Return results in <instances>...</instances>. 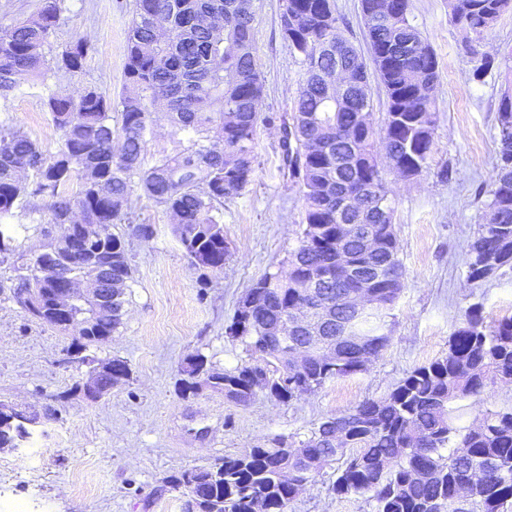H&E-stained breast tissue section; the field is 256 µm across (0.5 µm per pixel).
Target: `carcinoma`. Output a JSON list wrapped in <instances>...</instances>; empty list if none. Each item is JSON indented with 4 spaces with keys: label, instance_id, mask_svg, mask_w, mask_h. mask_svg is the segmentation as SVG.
<instances>
[{
    "label": "carcinoma",
    "instance_id": "carcinoma-1",
    "mask_svg": "<svg viewBox=\"0 0 512 512\" xmlns=\"http://www.w3.org/2000/svg\"><path fill=\"white\" fill-rule=\"evenodd\" d=\"M248 0H135L127 43L120 121L112 125V99L94 89L73 98L57 92L46 100L61 135L57 152L46 155L20 130L0 127V220L21 208L43 213L42 255L25 257L16 241L23 224L0 223V266L8 265L11 298L34 319L72 336L70 355L100 373L101 387L123 386L129 363L118 357L88 358L123 323L126 290L133 270L126 239L114 224L148 240L150 224L136 223L132 199L140 193L172 217L174 233L201 283L224 270V201L241 194L256 171L254 141L265 122L260 111L263 83L253 38L254 13ZM396 5L392 24L376 16ZM453 23L480 38L512 0H448ZM64 0H43L37 12L0 32V96L21 81L47 72L44 43L57 25ZM369 57L349 46L344 64L358 79L352 91L329 94L336 50L346 39L338 30L336 0H288V26L281 27L292 57L303 67L292 122L283 127L284 162L301 185L304 217L299 244L288 256V277L268 271L248 289L254 304L245 320L238 305L226 333L244 346L248 360L220 369L207 356H191L181 369L182 395L200 382L224 397L247 404L261 392L288 403L334 379L365 370L354 346L380 356L388 345L389 311L404 288V269L393 227V208L377 160L370 76L382 84L386 102L380 139L386 165L425 169L434 150L438 122L433 93L439 63L411 19L410 0H361ZM90 44L72 41L61 54L70 72L83 66ZM232 71L246 77L234 81ZM193 132L186 153L144 167L148 135L158 114ZM497 151L483 224L469 245L467 281L512 270V92L498 107ZM78 183L76 191L69 190ZM364 194L360 214L340 209L339 194ZM79 225L65 229L74 217ZM370 225L386 248L360 261L359 275L370 283L378 305L363 313L342 308L326 336L337 337L341 357L325 361L308 354L305 366L287 367L286 355L306 338L288 331L292 310L309 288L332 299L356 283L338 272L336 243ZM86 282L104 292L96 305L76 297L67 313L55 301L56 288ZM282 324L278 343L265 338L270 322ZM499 381L512 382V317L493 325L474 304L452 333L448 353L414 368L383 399H365L333 417L341 437L324 419L298 440L305 459L282 443L254 446L206 466L170 476L186 497L185 512H288L322 465L337 461L334 494L364 499L371 512H512V406L482 413L472 427H457L452 404L478 401ZM24 414L0 404V448H18L29 433ZM285 470L298 476L288 482ZM467 503L456 506V492Z\"/></svg>",
    "mask_w": 512,
    "mask_h": 512
}]
</instances>
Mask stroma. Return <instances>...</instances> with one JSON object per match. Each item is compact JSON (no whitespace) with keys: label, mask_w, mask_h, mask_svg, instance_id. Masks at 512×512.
<instances>
[{"label":"stroma","mask_w":512,"mask_h":512,"mask_svg":"<svg viewBox=\"0 0 512 512\" xmlns=\"http://www.w3.org/2000/svg\"><path fill=\"white\" fill-rule=\"evenodd\" d=\"M65 5L43 47L45 78H29L0 96V123L22 128L48 155L57 151L59 133L44 104L46 90L77 96L93 88L120 100L134 0ZM254 6L267 122L257 130L253 181L224 203L229 256L223 272L200 285L169 214L146 197L135 198L136 214L156 233L130 239L134 273L126 314L94 351L127 360L130 381L98 402L85 400L77 386L88 367L70 360V337L31 319L0 292V403L36 420L23 448L0 451V506L16 505L20 512H183V499L166 484L167 476L274 439L292 442L324 418L386 397L408 371L447 353L472 304L481 305L490 325L512 317V273L475 285L466 280L468 244L495 163L500 74L512 66V11L485 34L480 49L493 66L478 79L479 61L464 51L448 0H411L413 21L439 60L438 126L429 167L417 179L384 173L405 269L388 346L367 370L286 404L260 395L243 405L209 389L181 396L180 371L192 355L204 353L220 368L244 358L242 344L225 328L252 282L280 268L298 243L303 199L282 161L281 124L292 113L300 66L281 36L282 0H254ZM80 37L91 50L82 70L72 74L62 69L61 53ZM192 140V133L161 122L145 162L181 155ZM334 470L326 465L289 512H369L363 499L331 492Z\"/></svg>","instance_id":"obj_1"}]
</instances>
